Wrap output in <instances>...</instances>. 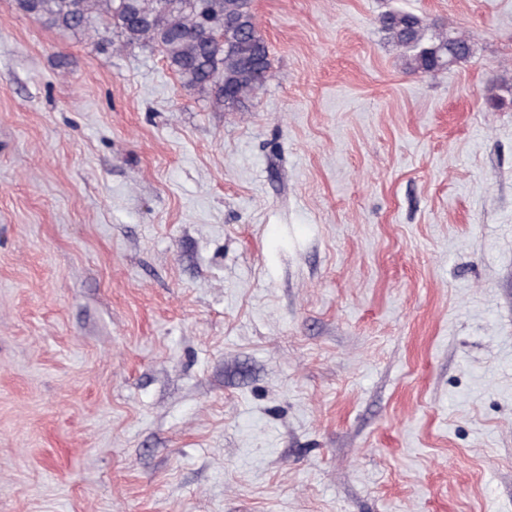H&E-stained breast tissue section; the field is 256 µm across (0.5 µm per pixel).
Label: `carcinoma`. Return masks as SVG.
Returning <instances> with one entry per match:
<instances>
[{"instance_id":"carcinoma-1","label":"carcinoma","mask_w":512,"mask_h":512,"mask_svg":"<svg viewBox=\"0 0 512 512\" xmlns=\"http://www.w3.org/2000/svg\"><path fill=\"white\" fill-rule=\"evenodd\" d=\"M17 8L65 30L115 31L126 46L157 49L182 84L209 93L227 112H240L270 79L269 47L258 30L252 0H15ZM385 39L401 51L405 70L434 75L467 61L466 35L404 11L379 16ZM507 94L487 100L512 107Z\"/></svg>"}]
</instances>
